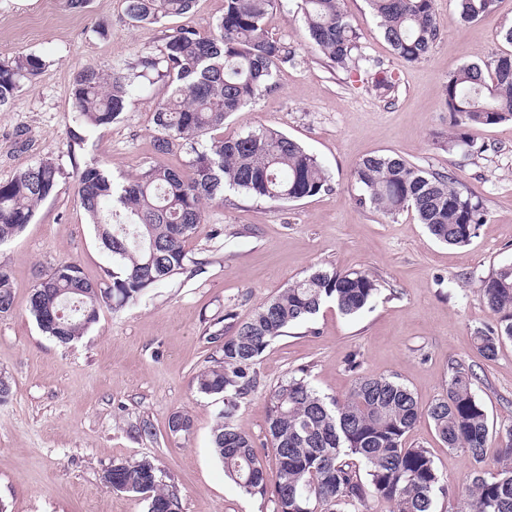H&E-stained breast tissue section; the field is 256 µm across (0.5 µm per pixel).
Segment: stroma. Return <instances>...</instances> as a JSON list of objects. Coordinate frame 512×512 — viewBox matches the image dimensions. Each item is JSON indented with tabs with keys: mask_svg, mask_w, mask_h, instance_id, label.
Segmentation results:
<instances>
[{
	"mask_svg": "<svg viewBox=\"0 0 512 512\" xmlns=\"http://www.w3.org/2000/svg\"><path fill=\"white\" fill-rule=\"evenodd\" d=\"M344 8L368 56L392 74V90L330 71L307 46L299 0H280L266 27L295 58L280 66L275 89L224 122L228 135L263 126L298 141L328 171L332 191L283 203L225 192L222 203L206 204L187 243L191 271L152 285L135 304L102 307L82 339L64 346L43 335L28 312L34 285L63 261L93 279L112 266L77 201L76 171L95 163L120 181L160 158L152 115L166 94L162 84H143L118 120L92 128L76 117L71 85L82 64L158 52L170 24L131 23L124 0H84L77 10L70 0H0V61L34 53L47 62L0 112V181L47 158L61 170L56 193L0 247L14 280V310L0 318V375L12 384L0 402V504L7 512H147L142 496L102 480L112 463L142 457L155 461L165 485L176 486L182 512H272L269 496L244 493L225 476L212 451L224 399L199 393L196 377L219 355L217 319L230 312L245 320L317 266L368 272L382 289L356 316L324 305L262 354L260 385L234 424L252 438L267 472L276 469L269 394L302 371L339 399L357 377H390L425 406L445 394L459 364L475 373V394L491 420L512 423V341L491 360L473 344L476 329L493 321L475 291L478 280L512 263V123L474 128L470 145L452 150L443 102L456 69L512 53L501 38L512 26V0H497L469 25L457 23L456 0H435L442 35L414 63L394 54L365 0H345ZM376 153L455 174L483 199L486 224L470 244L452 247L412 211L389 217L360 206L352 174ZM176 411L190 415V436L170 434ZM145 423L152 436L138 434ZM407 442L428 448L439 470L435 512H456L468 457L449 449L426 419Z\"/></svg>",
	"mask_w": 512,
	"mask_h": 512,
	"instance_id": "obj_1",
	"label": "stroma"
}]
</instances>
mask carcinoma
Instances as JSON below:
<instances>
[{
	"label": "carcinoma",
	"mask_w": 512,
	"mask_h": 512,
	"mask_svg": "<svg viewBox=\"0 0 512 512\" xmlns=\"http://www.w3.org/2000/svg\"><path fill=\"white\" fill-rule=\"evenodd\" d=\"M279 0H224V14L207 34L168 30L160 52L141 53L104 70L85 64L71 89L77 117L107 127L124 112L137 84L162 82L170 95L153 105L155 150L164 156L185 149V168L157 161L118 182L90 164L76 172L79 206L112 257L106 278L93 281L73 262L56 265L31 291L28 311L40 331L62 344L79 338L99 319L102 305L122 308L146 288L185 273L187 242L203 223L206 202L224 201L237 190L269 202L298 201L331 190L317 158L288 135L266 127L224 136V120L276 87L279 65L292 52L269 35L265 19ZM387 42L407 62L424 59L441 35L435 0H368ZM496 0H458L459 19L473 23ZM195 0H125L135 24H156L189 14ZM310 47L336 71L372 68L343 0H301ZM46 63L28 53L0 62V111ZM448 149L469 144L474 126L512 122V53L487 64H465L444 89ZM209 140H202L203 136ZM60 169L50 159L0 182V246L31 222L54 195ZM359 202L387 215L411 209L436 240L462 247L487 222L481 197L452 174L432 172L392 154L363 157L354 172ZM477 291L495 324L479 328L474 344L486 358L512 339V264L479 280ZM381 292L364 271L321 267L294 281L232 323L221 357L197 375V387L224 397L212 446L224 474L247 494H270L274 512H346L384 500L392 512H435L441 477L428 449L407 445V435L427 417L440 439L468 457L471 469L459 491V512H512V425L490 424L474 393L476 376L452 367L446 395L422 407L402 383L361 376L342 400L320 395L307 375L291 376L269 396L268 435L277 459L276 477L266 469L250 437L233 424L243 400L259 385L255 366L270 344L290 327L307 324L327 302L344 315L369 308ZM14 308L10 268L0 262V316ZM192 420L182 411L168 421L170 434L188 435ZM496 447V472L486 476V449ZM155 462L142 458L112 464L103 481L115 491L143 495L148 512H180L177 492L163 487Z\"/></svg>",
	"instance_id": "cac0c4a2"
}]
</instances>
